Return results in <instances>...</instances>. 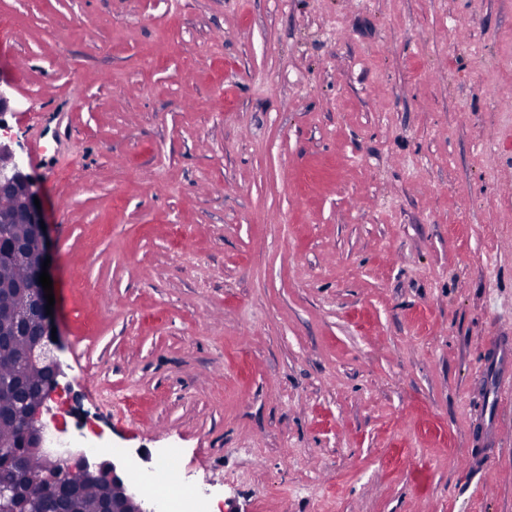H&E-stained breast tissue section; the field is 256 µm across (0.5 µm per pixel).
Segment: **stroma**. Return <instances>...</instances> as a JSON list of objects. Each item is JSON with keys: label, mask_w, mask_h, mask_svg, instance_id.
I'll use <instances>...</instances> for the list:
<instances>
[{"label": "stroma", "mask_w": 512, "mask_h": 512, "mask_svg": "<svg viewBox=\"0 0 512 512\" xmlns=\"http://www.w3.org/2000/svg\"><path fill=\"white\" fill-rule=\"evenodd\" d=\"M0 17L66 441L212 512H512V403L462 470L512 318V0Z\"/></svg>", "instance_id": "1"}]
</instances>
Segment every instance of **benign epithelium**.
<instances>
[{"label":"benign epithelium","instance_id":"benign-epithelium-1","mask_svg":"<svg viewBox=\"0 0 512 512\" xmlns=\"http://www.w3.org/2000/svg\"><path fill=\"white\" fill-rule=\"evenodd\" d=\"M0 193H8L18 200V208L8 216L0 215L1 224H28L32 228L33 250L16 248L10 259L18 265L31 266V284H0V324L3 333L20 324L35 327L36 338L29 340L24 370L44 373L50 378L47 396L62 389L59 378L64 376L57 352L62 350L60 341L52 340L53 316L46 314L47 300L39 282L43 262L48 257V244L40 220L43 210L36 207L34 197L41 196L37 181L27 172L23 155L13 146V141L0 139ZM45 403L16 402L6 419L23 431L24 447L32 448L46 462L40 476L43 486H56L62 470L55 460V453L44 448L41 436L35 429ZM77 469L86 479L98 486H105L112 493V512H155L147 501L138 498L121 468L115 461L103 460L91 464L84 454H78ZM0 512H47L43 496L26 495L12 482L0 481Z\"/></svg>","mask_w":512,"mask_h":512}]
</instances>
